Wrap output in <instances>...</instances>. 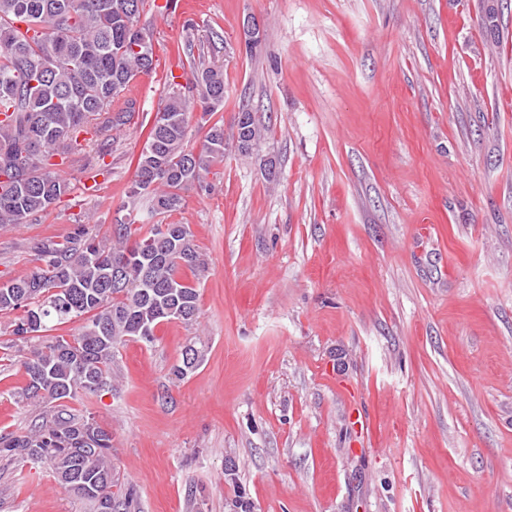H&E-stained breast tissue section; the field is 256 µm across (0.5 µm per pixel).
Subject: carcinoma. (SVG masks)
I'll use <instances>...</instances> for the list:
<instances>
[{
  "mask_svg": "<svg viewBox=\"0 0 512 512\" xmlns=\"http://www.w3.org/2000/svg\"><path fill=\"white\" fill-rule=\"evenodd\" d=\"M137 0H0V227L24 224L50 211L70 192L60 167L91 149L102 161L111 144L106 130L121 132L136 111L135 80L155 71L153 33L134 25ZM196 25H183L193 87L209 116L224 109V66L211 57L219 34L195 48ZM165 83L156 113L135 160L129 198L145 199L149 212L172 214L182 191L203 185L224 162L227 137L246 129L250 154L263 135L258 118L237 113L231 134L224 122L209 125L199 149L192 135L191 97ZM60 161H54L55 157ZM39 264L0 282V312H21L12 324V347L27 383L21 397L43 408L22 433L0 434V461L47 467L65 492L92 512H127L129 499L112 491V432L80 417L65 401L114 391L112 363L129 337L151 344L164 322L195 323L198 283L208 264L187 224H153L144 235L120 220L106 238L79 224L62 242L37 248ZM85 320L76 336H49L53 327ZM202 358L188 344L175 376L193 372Z\"/></svg>",
  "mask_w": 512,
  "mask_h": 512,
  "instance_id": "cac0c4a2",
  "label": "carcinoma"
}]
</instances>
